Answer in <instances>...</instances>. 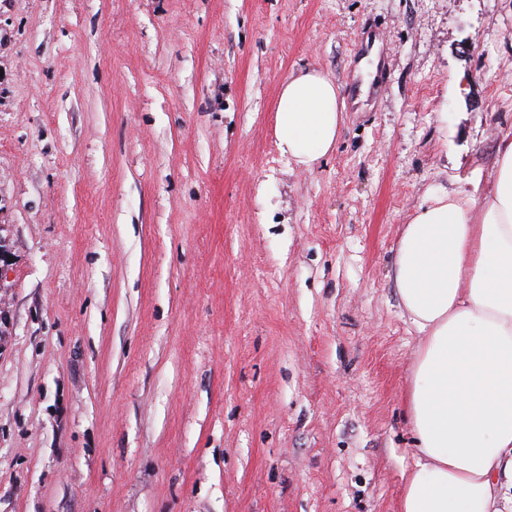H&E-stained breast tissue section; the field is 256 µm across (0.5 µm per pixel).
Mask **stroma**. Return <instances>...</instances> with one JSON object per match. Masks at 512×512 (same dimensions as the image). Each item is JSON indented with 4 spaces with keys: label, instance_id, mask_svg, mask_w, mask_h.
<instances>
[{
    "label": "stroma",
    "instance_id": "1",
    "mask_svg": "<svg viewBox=\"0 0 512 512\" xmlns=\"http://www.w3.org/2000/svg\"><path fill=\"white\" fill-rule=\"evenodd\" d=\"M372 24L297 166L282 84ZM511 130L512 0H0V512H399V232Z\"/></svg>",
    "mask_w": 512,
    "mask_h": 512
}]
</instances>
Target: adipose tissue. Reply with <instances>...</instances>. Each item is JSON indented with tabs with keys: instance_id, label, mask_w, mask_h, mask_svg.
Returning <instances> with one entry per match:
<instances>
[{
	"instance_id": "adipose-tissue-1",
	"label": "adipose tissue",
	"mask_w": 512,
	"mask_h": 512,
	"mask_svg": "<svg viewBox=\"0 0 512 512\" xmlns=\"http://www.w3.org/2000/svg\"><path fill=\"white\" fill-rule=\"evenodd\" d=\"M340 99L322 71L290 76L275 111L280 153L310 169L331 152ZM392 278L421 336L406 394L414 464L399 512H512V135L489 189L419 206Z\"/></svg>"
}]
</instances>
